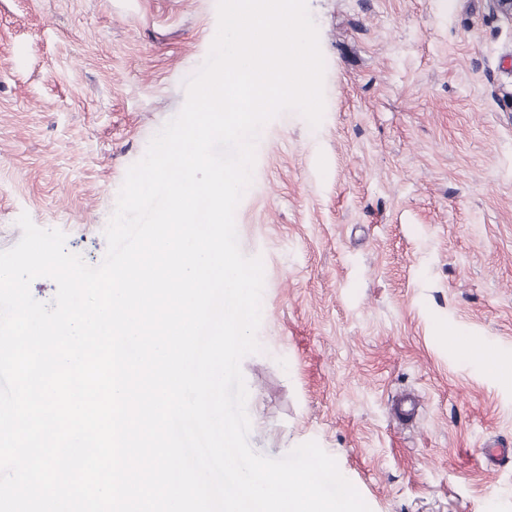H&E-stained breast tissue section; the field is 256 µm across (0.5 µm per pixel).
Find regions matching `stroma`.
I'll return each mask as SVG.
<instances>
[{
  "instance_id": "stroma-1",
  "label": "stroma",
  "mask_w": 512,
  "mask_h": 512,
  "mask_svg": "<svg viewBox=\"0 0 512 512\" xmlns=\"http://www.w3.org/2000/svg\"><path fill=\"white\" fill-rule=\"evenodd\" d=\"M324 115L261 130L247 436L313 441L371 512H512V22L490 0H307ZM218 0H0V251L29 214L98 266L128 168L183 108ZM420 395L402 424L392 404Z\"/></svg>"
}]
</instances>
